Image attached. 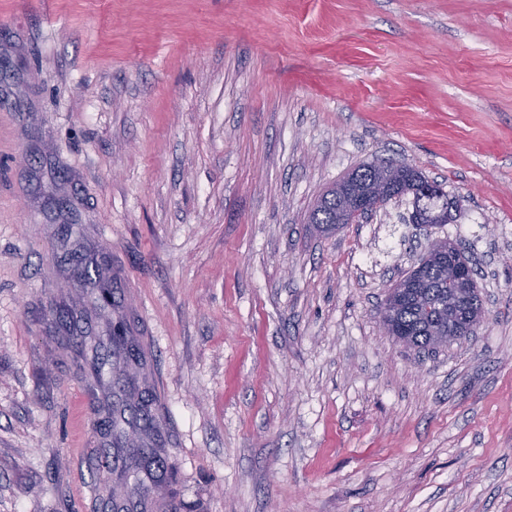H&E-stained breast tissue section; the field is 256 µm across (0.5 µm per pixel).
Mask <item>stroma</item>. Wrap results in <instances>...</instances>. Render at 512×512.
<instances>
[{"instance_id":"obj_1","label":"stroma","mask_w":512,"mask_h":512,"mask_svg":"<svg viewBox=\"0 0 512 512\" xmlns=\"http://www.w3.org/2000/svg\"><path fill=\"white\" fill-rule=\"evenodd\" d=\"M377 160L452 220L316 231ZM67 223L112 309L68 287ZM434 238L486 316L419 355L381 310ZM52 301L147 351L112 373L167 417L158 512H512V0H0V512L135 490ZM427 254L424 259L434 257L439 259H446L448 257V264L451 266L450 279L458 286V288L469 290L474 288V274L469 266L456 263L452 261V255L457 251V246L447 239H433L429 242L426 249Z\"/></svg>"}]
</instances>
